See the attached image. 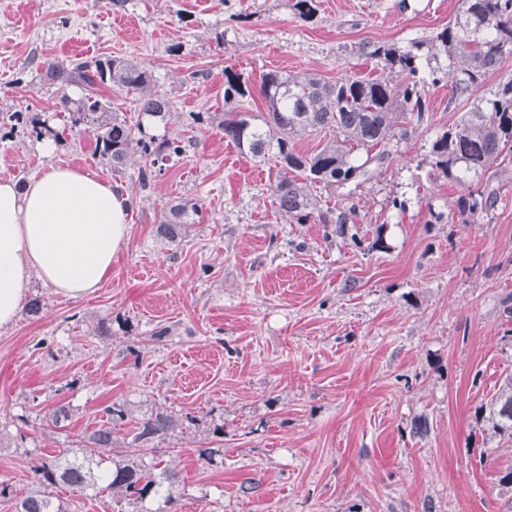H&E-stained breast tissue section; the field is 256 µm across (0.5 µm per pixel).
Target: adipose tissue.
Masks as SVG:
<instances>
[{
    "mask_svg": "<svg viewBox=\"0 0 512 512\" xmlns=\"http://www.w3.org/2000/svg\"><path fill=\"white\" fill-rule=\"evenodd\" d=\"M130 192L52 166L25 187L0 179V328L11 326L32 279L76 298L99 288L125 246Z\"/></svg>",
    "mask_w": 512,
    "mask_h": 512,
    "instance_id": "obj_1",
    "label": "adipose tissue"
}]
</instances>
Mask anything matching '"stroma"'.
Segmentation results:
<instances>
[{
    "label": "stroma",
    "instance_id": "obj_1",
    "mask_svg": "<svg viewBox=\"0 0 512 512\" xmlns=\"http://www.w3.org/2000/svg\"><path fill=\"white\" fill-rule=\"evenodd\" d=\"M295 2L0 0V112L58 111L62 91L35 78L44 60L122 56L152 73L169 136L190 143L144 191L139 161L113 174L88 132H64L49 153L22 129L0 139V178L68 166L134 198L99 288L71 298L34 282L39 313L0 330V512L37 489L42 458L90 454L84 437L110 402L127 412L120 453L150 413L190 417L134 454L175 473L167 512H512L498 484L512 445L475 420L512 374V156L493 165L494 209L471 224L465 188L429 177L428 143L469 101L450 82L427 87L428 122L350 197L357 245L279 211L270 164L193 120L224 111L225 67L255 86L270 70L368 76L363 43L428 36L458 0H315L307 21ZM181 198L202 212L180 243H161L160 214ZM163 325L170 336L153 339ZM60 403L72 419L53 431Z\"/></svg>",
    "mask_w": 512,
    "mask_h": 512
}]
</instances>
